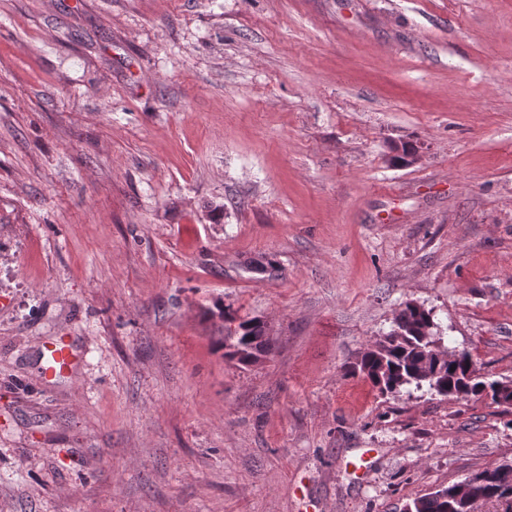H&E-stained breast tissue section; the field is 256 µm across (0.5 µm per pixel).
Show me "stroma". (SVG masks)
Segmentation results:
<instances>
[{"instance_id": "obj_1", "label": "stroma", "mask_w": 512, "mask_h": 512, "mask_svg": "<svg viewBox=\"0 0 512 512\" xmlns=\"http://www.w3.org/2000/svg\"><path fill=\"white\" fill-rule=\"evenodd\" d=\"M409 300L512 380V0H0V512H404L512 462V414L351 373ZM251 322L252 320L247 319L243 320L239 324L240 330H235V336H233L234 340L228 345L229 349L238 346L242 339L248 338L247 344L249 345L250 349L256 350L258 352L268 351V340L264 339L263 330L259 325L252 326L247 332L242 331L244 326L250 324ZM47 351V365L43 369L44 376H54L56 373L69 368L75 360L70 346L64 341L50 343L45 347Z\"/></svg>"}]
</instances>
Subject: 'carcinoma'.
Here are the masks:
<instances>
[{
  "mask_svg": "<svg viewBox=\"0 0 512 512\" xmlns=\"http://www.w3.org/2000/svg\"><path fill=\"white\" fill-rule=\"evenodd\" d=\"M424 321L434 324L430 312H421L412 302H406L395 315L393 328L383 337V341L388 343L386 353L378 356L372 347H367L361 353L360 361L352 366V372L363 375L383 394L396 393L411 385L417 388L425 385L443 397L486 398L485 389L493 386L494 382L486 380L466 351L461 352V357L456 360L440 361L435 366V378L424 380L417 377L418 364L425 348L419 335L420 325ZM248 324V319L239 324L234 340L229 344L231 351L226 353V356L238 359L243 365L247 364L249 350L268 351V340L264 339L260 326L242 331ZM472 494L503 506L502 512H512V468L495 473L490 481L475 484ZM411 512H466V506L455 497L453 486L450 485L414 501Z\"/></svg>",
  "mask_w": 512,
  "mask_h": 512,
  "instance_id": "1",
  "label": "carcinoma"
}]
</instances>
